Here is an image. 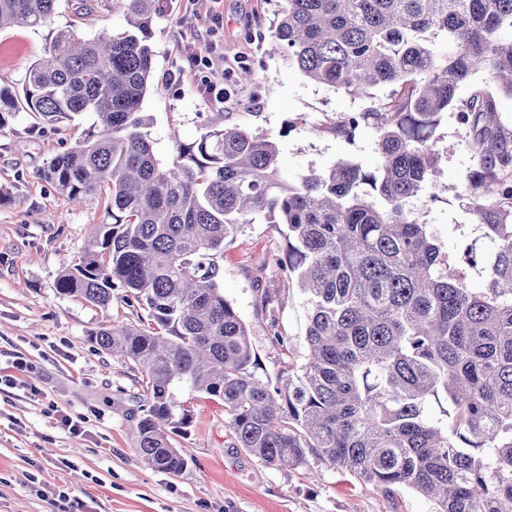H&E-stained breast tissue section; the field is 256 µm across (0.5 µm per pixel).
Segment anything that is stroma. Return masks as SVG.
<instances>
[{
    "label": "stroma",
    "instance_id": "1",
    "mask_svg": "<svg viewBox=\"0 0 512 512\" xmlns=\"http://www.w3.org/2000/svg\"><path fill=\"white\" fill-rule=\"evenodd\" d=\"M88 5L83 11L78 0H58L51 23L0 30V86L20 87L58 30L94 37L123 29L124 15L112 0ZM281 6V0H164L153 24V77L143 101L162 162L171 161L177 143L199 140L220 112L227 126L277 142L288 181L342 160L376 168V129L361 123L349 140L333 124L394 103L396 93L386 86L354 97L290 66L272 37ZM193 55L206 60L205 70L190 64ZM244 65L255 72L248 83L236 80ZM96 122L85 112L47 125L20 112L0 129V373L17 378L14 386L0 385V512H60L54 499L63 488L94 512H435L430 499L411 490L385 502L377 488L313 457L301 467L264 464L235 447L221 403L186 388L179 398L193 422L173 444L187 470L173 476L143 462L131 414L144 377L95 341L104 327L137 322L141 309L118 293L103 309L55 290L65 267L86 250L106 197L76 206L38 175L56 153L96 132ZM434 139L446 153L440 176L410 208L445 250L470 245L490 253L470 205L473 135L448 111ZM286 233L282 224L245 225L224 243L220 283L272 377L282 365L301 366L307 355L304 296L279 265ZM274 330L285 345L272 343ZM18 359L28 371H14ZM61 411L81 421L82 433L57 426Z\"/></svg>",
    "mask_w": 512,
    "mask_h": 512
}]
</instances>
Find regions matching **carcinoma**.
<instances>
[{
	"mask_svg": "<svg viewBox=\"0 0 512 512\" xmlns=\"http://www.w3.org/2000/svg\"><path fill=\"white\" fill-rule=\"evenodd\" d=\"M56 2L0 0V29L40 26ZM116 2L124 31L61 29L21 89L0 87V127L17 112L47 124L97 116V132L41 170L76 204L109 192L56 292L105 309L122 288L147 313L96 337L146 374L134 414L144 463L186 471L170 435L191 422L176 394L187 386L222 403L236 447L265 464L314 455L389 496L416 491L436 512H512V131L496 119V96L512 97V38H501L512 0H283L273 37L306 77L364 97L400 88L394 107L338 125L351 138L374 120L375 170L340 161L293 186L279 179L276 143L238 128L157 158L142 103L162 0ZM481 71L492 88L458 98ZM450 109L474 136L468 185L494 241L487 257L442 250L409 207L440 173L433 134ZM257 222L287 226L279 263L307 307L306 362L282 367L279 387L219 285L224 241ZM478 264L488 275L474 288L466 269Z\"/></svg>",
	"mask_w": 512,
	"mask_h": 512,
	"instance_id": "cac0c4a2",
	"label": "carcinoma"
}]
</instances>
